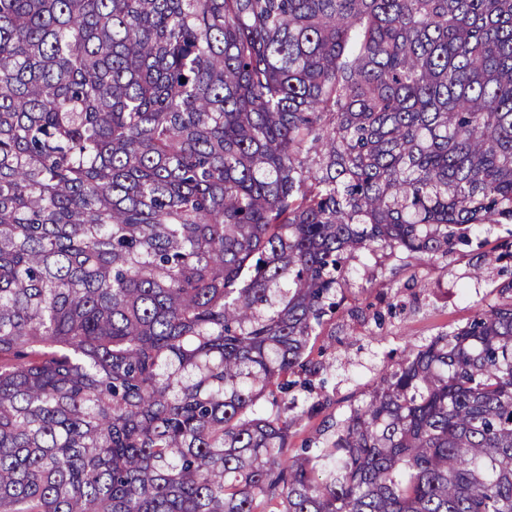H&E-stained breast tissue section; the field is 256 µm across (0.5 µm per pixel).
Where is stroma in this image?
Here are the masks:
<instances>
[{"label": "stroma", "mask_w": 512, "mask_h": 512, "mask_svg": "<svg viewBox=\"0 0 512 512\" xmlns=\"http://www.w3.org/2000/svg\"><path fill=\"white\" fill-rule=\"evenodd\" d=\"M511 243L512 224H491L468 244L457 245L448 259L431 265L388 259L356 266L349 286L336 293L335 317L322 329L324 350L318 359L323 369L314 376L312 390L294 389V408L282 412L291 423L289 454L368 402L378 375L392 370L404 349L462 327L478 308L497 302L495 285L512 277V259L486 266L481 260L492 246ZM382 299L402 310L380 330L371 305Z\"/></svg>", "instance_id": "stroma-1"}]
</instances>
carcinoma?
<instances>
[{
    "mask_svg": "<svg viewBox=\"0 0 512 512\" xmlns=\"http://www.w3.org/2000/svg\"><path fill=\"white\" fill-rule=\"evenodd\" d=\"M504 223L512 0H0V512H512V278L321 447L276 396Z\"/></svg>",
    "mask_w": 512,
    "mask_h": 512,
    "instance_id": "1",
    "label": "carcinoma"
}]
</instances>
